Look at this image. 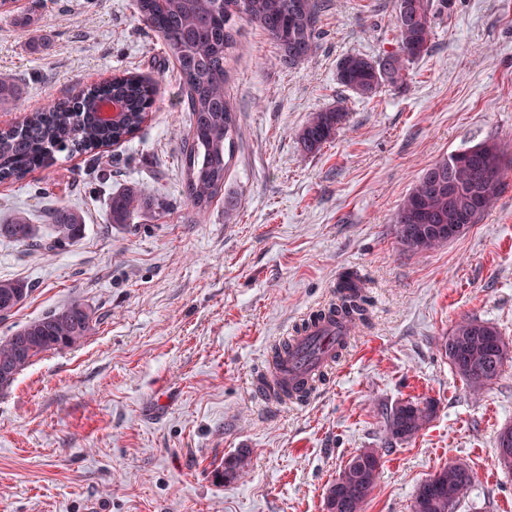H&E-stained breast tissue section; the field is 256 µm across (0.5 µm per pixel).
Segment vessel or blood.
Here are the masks:
<instances>
[{
	"mask_svg": "<svg viewBox=\"0 0 512 512\" xmlns=\"http://www.w3.org/2000/svg\"><path fill=\"white\" fill-rule=\"evenodd\" d=\"M290 335L289 353L268 362L262 375L251 383L254 395L263 403L287 402L289 386L297 383L317 392L334 369L336 351L350 346L354 329L332 317H314L305 328L291 329Z\"/></svg>",
	"mask_w": 512,
	"mask_h": 512,
	"instance_id": "vessel-or-blood-1",
	"label": "vessel or blood"
}]
</instances>
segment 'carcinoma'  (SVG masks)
Masks as SVG:
<instances>
[{
	"label": "carcinoma",
	"mask_w": 512,
	"mask_h": 512,
	"mask_svg": "<svg viewBox=\"0 0 512 512\" xmlns=\"http://www.w3.org/2000/svg\"><path fill=\"white\" fill-rule=\"evenodd\" d=\"M143 22L162 40L178 64L185 109L191 114L188 136L182 142L186 171V194L196 214H201L221 193L228 168L225 145H233L237 115L228 98V63L238 51V24L251 23L262 29L280 49L279 61L294 67L309 60L318 48L317 22L325 0H137ZM445 10L444 0H394L397 49L378 58L346 55L336 65V80L357 95L371 99L384 84L403 86L410 64L429 52L433 18ZM103 99L121 105V116L111 124L97 118ZM156 109L154 85L135 73L118 74L96 86L79 89L63 100H55L28 113L22 123L0 128V182H16L27 174L52 166L56 154L86 153L95 156L113 144L127 142L142 128ZM340 107L313 113L301 128L298 141L306 153H317L336 135L345 120ZM443 179H451L461 190L455 212L469 211L472 199L479 216L494 205L512 158L493 141L473 145L464 161L451 153L433 163ZM168 203L156 193L127 189L112 197L108 221L124 225L141 212L162 214ZM53 237L45 248L75 243L85 232L81 214L60 206L50 215ZM392 223L401 246L415 254L433 251L448 239L435 227L448 223V191L438 190L419 176L399 204ZM0 236L19 243L36 237V226L22 212L10 223L0 224ZM32 288L23 280H0V320L19 308ZM328 313L357 327L369 322V311L354 273L336 285V302ZM94 327V312L85 303L68 306L34 319L0 339V366L10 375L0 379V390L9 388L33 359L51 350L80 344ZM448 361L466 385L477 394L500 377L512 349L495 325L463 318L442 344ZM432 399L395 405L385 415V443L415 437L434 418ZM250 451L240 449L230 459V480L248 466ZM375 450L356 455L339 473L326 512H364V506L381 473ZM476 475L463 463L446 464L431 473L416 489L412 512H448L456 509L474 485Z\"/></svg>",
	"instance_id": "1"
}]
</instances>
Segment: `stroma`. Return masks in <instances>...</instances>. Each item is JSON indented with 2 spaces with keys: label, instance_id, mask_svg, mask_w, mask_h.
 Wrapping results in <instances>:
<instances>
[{
  "label": "stroma",
  "instance_id": "stroma-1",
  "mask_svg": "<svg viewBox=\"0 0 512 512\" xmlns=\"http://www.w3.org/2000/svg\"><path fill=\"white\" fill-rule=\"evenodd\" d=\"M135 3L16 0L0 14V78L18 89L2 128L123 72L158 91L132 141L0 183V224L22 211L38 229L27 244L0 237V280L33 288L0 337L76 300L97 317L83 342L43 354L0 391V512H324L348 461L377 447L365 512H411L418 485L452 461L476 474L456 512H512V471L496 457L512 425V360L476 397L441 350L464 316L512 343V170L489 214L435 251H404L392 224L441 157L484 140L512 156V0H456L406 86L369 100L338 84L336 65L396 49L393 0H328L316 53L291 69L241 23L226 85L238 133L201 215L186 198L176 64ZM336 105L346 120L335 137L304 152L300 129ZM127 188L160 193L168 211L108 223L110 196ZM55 206L79 211L86 230L48 251ZM349 271L369 327L306 405H259L250 378L272 344ZM422 398L436 401L435 418L382 448L386 409ZM241 448L250 465L224 481Z\"/></svg>",
  "mask_w": 512,
  "mask_h": 512
}]
</instances>
